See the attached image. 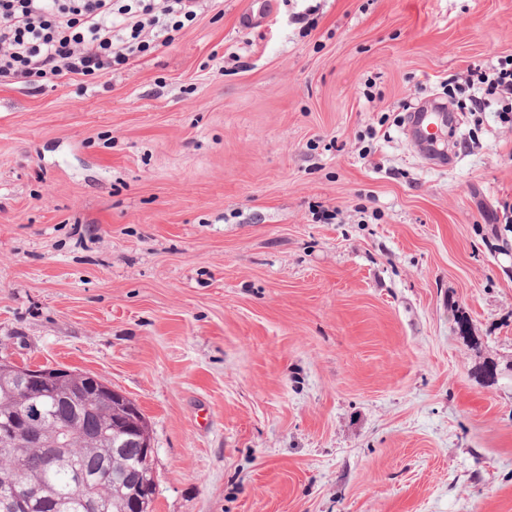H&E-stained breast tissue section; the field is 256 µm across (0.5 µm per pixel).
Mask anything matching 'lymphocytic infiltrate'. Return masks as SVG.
<instances>
[{"label":"lymphocytic infiltrate","instance_id":"f902f5d3","mask_svg":"<svg viewBox=\"0 0 512 512\" xmlns=\"http://www.w3.org/2000/svg\"><path fill=\"white\" fill-rule=\"evenodd\" d=\"M198 0H0V82L100 76L172 42ZM472 103L512 112V58L473 65Z\"/></svg>","mask_w":512,"mask_h":512}]
</instances>
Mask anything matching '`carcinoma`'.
Masks as SVG:
<instances>
[{
    "mask_svg": "<svg viewBox=\"0 0 512 512\" xmlns=\"http://www.w3.org/2000/svg\"><path fill=\"white\" fill-rule=\"evenodd\" d=\"M61 375L58 393L43 398V419L35 425L39 438L17 450L0 447V499L35 496L44 505L39 512H89L83 503L84 489L74 484V470L88 479L98 499L118 501L126 493L119 473L144 468V451L121 448L117 470H110L108 432L125 408L103 394L93 375L78 371ZM17 378V366L0 361V423L18 417L30 395L42 391L34 386L21 392Z\"/></svg>",
    "mask_w": 512,
    "mask_h": 512,
    "instance_id": "carcinoma-1",
    "label": "carcinoma"
}]
</instances>
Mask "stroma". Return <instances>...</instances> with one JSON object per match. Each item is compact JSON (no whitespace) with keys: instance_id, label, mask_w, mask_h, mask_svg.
Here are the masks:
<instances>
[{"instance_id":"1","label":"stroma","mask_w":512,"mask_h":512,"mask_svg":"<svg viewBox=\"0 0 512 512\" xmlns=\"http://www.w3.org/2000/svg\"><path fill=\"white\" fill-rule=\"evenodd\" d=\"M242 6L0 85V357L136 401L153 512H512V126L448 90L512 0ZM461 126L460 117L447 103L430 100L419 106L418 111L410 112L405 134L415 152L428 164H435L438 156L446 154L439 149V143L448 142Z\"/></svg>"}]
</instances>
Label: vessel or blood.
I'll use <instances>...</instances> for the list:
<instances>
[{
    "instance_id": "b4317fda",
    "label": "vessel or blood",
    "mask_w": 512,
    "mask_h": 512,
    "mask_svg": "<svg viewBox=\"0 0 512 512\" xmlns=\"http://www.w3.org/2000/svg\"><path fill=\"white\" fill-rule=\"evenodd\" d=\"M460 126L458 114L447 103L432 100L410 113L405 134L416 153L432 164L440 154V142L456 133Z\"/></svg>"
}]
</instances>
